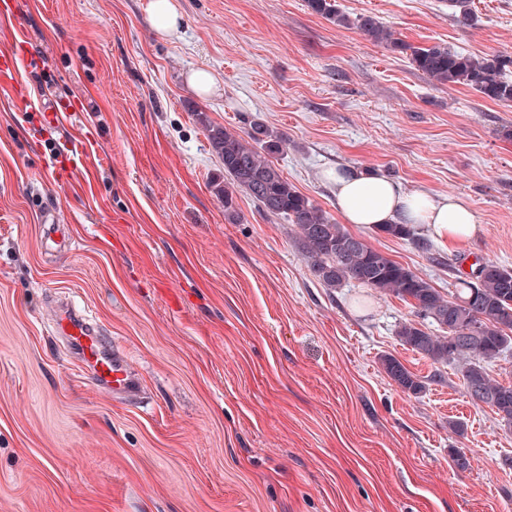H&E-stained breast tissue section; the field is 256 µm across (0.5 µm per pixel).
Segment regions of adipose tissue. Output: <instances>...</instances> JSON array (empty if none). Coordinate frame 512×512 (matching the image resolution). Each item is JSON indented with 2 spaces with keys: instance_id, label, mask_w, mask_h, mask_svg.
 I'll return each mask as SVG.
<instances>
[{
  "instance_id": "adipose-tissue-1",
  "label": "adipose tissue",
  "mask_w": 512,
  "mask_h": 512,
  "mask_svg": "<svg viewBox=\"0 0 512 512\" xmlns=\"http://www.w3.org/2000/svg\"><path fill=\"white\" fill-rule=\"evenodd\" d=\"M336 208L346 223L376 227L414 224L440 240L462 243L477 232L471 206L452 195L408 189L391 179L351 167L326 171Z\"/></svg>"
}]
</instances>
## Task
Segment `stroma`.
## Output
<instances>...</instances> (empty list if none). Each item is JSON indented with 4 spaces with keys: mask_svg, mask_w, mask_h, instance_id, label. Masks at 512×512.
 I'll return each mask as SVG.
<instances>
[{
    "mask_svg": "<svg viewBox=\"0 0 512 512\" xmlns=\"http://www.w3.org/2000/svg\"><path fill=\"white\" fill-rule=\"evenodd\" d=\"M39 65L23 78L72 100L45 126L0 91V512H512V425L462 375L403 346L411 308L350 282L325 287L294 225L237 192L199 115L282 134L276 166L331 218L326 169L375 170L454 195L478 231L444 256L512 267V105L439 85L408 53L312 12L307 0H179L157 37L144 0H14ZM414 46L512 55V0H334ZM199 69L217 87L196 93ZM89 136L112 164L56 183L41 164ZM61 206L48 233L41 211ZM447 291L448 267L410 242L350 226ZM92 317L141 366L143 394L100 391L52 332L50 300ZM390 354L423 377L402 393ZM460 421L462 434L448 430ZM470 452L454 474L452 451Z\"/></svg>",
    "mask_w": 512,
    "mask_h": 512,
    "instance_id": "35a3bbf8",
    "label": "stroma"
}]
</instances>
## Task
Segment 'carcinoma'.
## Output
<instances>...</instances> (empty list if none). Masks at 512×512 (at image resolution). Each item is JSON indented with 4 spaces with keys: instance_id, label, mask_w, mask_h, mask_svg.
I'll return each mask as SVG.
<instances>
[{
    "instance_id": "obj_1",
    "label": "carcinoma",
    "mask_w": 512,
    "mask_h": 512,
    "mask_svg": "<svg viewBox=\"0 0 512 512\" xmlns=\"http://www.w3.org/2000/svg\"><path fill=\"white\" fill-rule=\"evenodd\" d=\"M308 2L314 12L355 26L375 43L411 51L415 68L433 81L471 87L491 101L512 102V79L508 77L511 55L475 57L442 44L413 47L398 41L371 16L352 21L337 13L331 0ZM448 7L458 23L470 22L468 0H448ZM204 128L224 164V183L218 187L224 194L228 221H240L234 194L241 189L263 214L297 227L299 245L326 287L339 288L354 281L410 305L414 318L399 323L396 336L400 342L435 364L458 365L471 400L512 424V385H503L492 376L499 354L512 351L511 268L477 258L470 271L458 276L455 290L445 295L410 268L350 233L298 191L271 160L287 144L283 136L256 122L242 135L223 126L206 124ZM378 230L423 251L431 250V245L406 224H385ZM426 322L435 324L441 334L422 329ZM381 365L402 392L418 395L423 391L424 382L398 359L385 356Z\"/></svg>"
}]
</instances>
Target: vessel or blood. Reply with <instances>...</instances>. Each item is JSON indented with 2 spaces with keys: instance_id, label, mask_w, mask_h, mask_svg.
Segmentation results:
<instances>
[{
  "instance_id": "b4317fda",
  "label": "vessel or blood",
  "mask_w": 512,
  "mask_h": 512,
  "mask_svg": "<svg viewBox=\"0 0 512 512\" xmlns=\"http://www.w3.org/2000/svg\"><path fill=\"white\" fill-rule=\"evenodd\" d=\"M31 64L26 37L23 32H16L11 45L0 51V77L9 80L11 96L21 111L31 109L36 100L35 93L21 81L22 70ZM85 159L82 147L65 143L50 154L46 169L57 182L64 183L74 178L79 162ZM47 314L57 333L67 337L75 358L101 391L115 398L139 396L140 372L128 355L113 347L96 323L64 305L49 308Z\"/></svg>"
}]
</instances>
